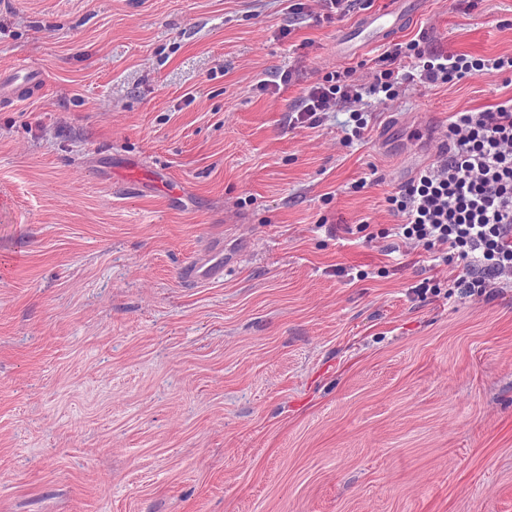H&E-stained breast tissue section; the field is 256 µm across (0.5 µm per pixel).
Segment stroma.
<instances>
[{
    "label": "stroma",
    "mask_w": 512,
    "mask_h": 512,
    "mask_svg": "<svg viewBox=\"0 0 512 512\" xmlns=\"http://www.w3.org/2000/svg\"><path fill=\"white\" fill-rule=\"evenodd\" d=\"M362 17L0 0V70L46 79L0 101V512H512V287L418 294L415 253L356 231L512 74L373 104L362 144L292 126L324 72L368 81L377 50L337 49ZM420 33L510 55L512 0H426Z\"/></svg>",
    "instance_id": "obj_1"
}]
</instances>
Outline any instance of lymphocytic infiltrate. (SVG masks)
Listing matches in <instances>:
<instances>
[{"instance_id":"obj_1","label":"lymphocytic infiltrate","mask_w":512,"mask_h":512,"mask_svg":"<svg viewBox=\"0 0 512 512\" xmlns=\"http://www.w3.org/2000/svg\"><path fill=\"white\" fill-rule=\"evenodd\" d=\"M365 0H288L287 10L316 21L343 20ZM512 72V55L493 59L425 50L422 39L395 43L359 82L350 67L327 72L304 89L293 125L317 128L329 112L349 119L343 143L366 142L372 102L397 104L408 87L455 84L477 72ZM397 224L381 231L417 252L423 278L416 289L439 287L438 269L452 266L447 283L460 299L480 302L512 286V97L481 109L451 113L446 139L428 164L386 198Z\"/></svg>"}]
</instances>
